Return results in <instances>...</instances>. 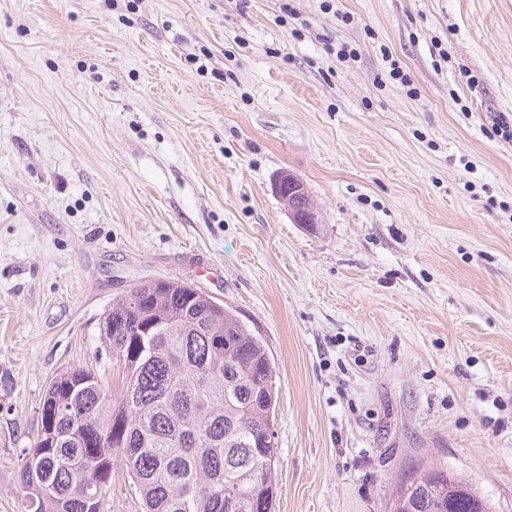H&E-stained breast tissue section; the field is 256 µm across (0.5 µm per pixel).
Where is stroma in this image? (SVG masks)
Returning a JSON list of instances; mask_svg holds the SVG:
<instances>
[{
  "instance_id": "stroma-1",
  "label": "stroma",
  "mask_w": 512,
  "mask_h": 512,
  "mask_svg": "<svg viewBox=\"0 0 512 512\" xmlns=\"http://www.w3.org/2000/svg\"><path fill=\"white\" fill-rule=\"evenodd\" d=\"M490 112L512 114V0H0V512L51 378L117 379L100 319L161 276L271 350L275 512H389L420 463L512 512ZM273 189L287 205L294 223L307 226L316 224V217L303 184L293 174L287 171L277 174L273 182Z\"/></svg>"
}]
</instances>
